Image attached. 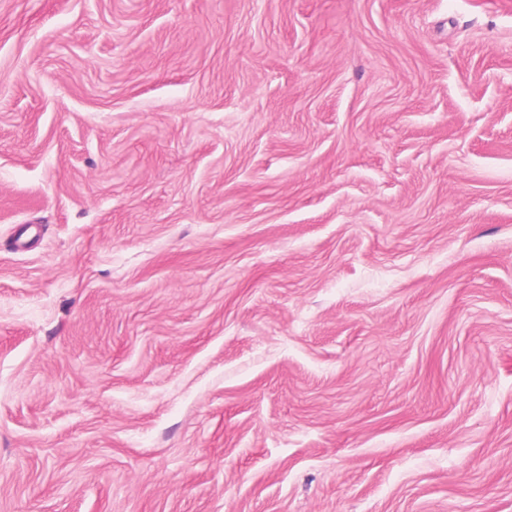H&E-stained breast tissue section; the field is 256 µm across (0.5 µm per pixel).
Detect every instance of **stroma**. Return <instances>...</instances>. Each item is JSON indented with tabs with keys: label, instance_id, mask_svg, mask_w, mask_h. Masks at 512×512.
<instances>
[{
	"label": "stroma",
	"instance_id": "obj_1",
	"mask_svg": "<svg viewBox=\"0 0 512 512\" xmlns=\"http://www.w3.org/2000/svg\"><path fill=\"white\" fill-rule=\"evenodd\" d=\"M0 512H512V0H0Z\"/></svg>",
	"mask_w": 512,
	"mask_h": 512
}]
</instances>
